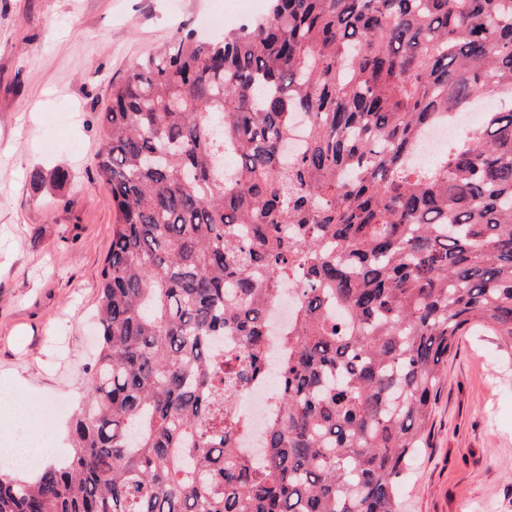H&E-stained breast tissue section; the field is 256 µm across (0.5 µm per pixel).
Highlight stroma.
<instances>
[{"instance_id":"1","label":"stroma","mask_w":512,"mask_h":512,"mask_svg":"<svg viewBox=\"0 0 512 512\" xmlns=\"http://www.w3.org/2000/svg\"><path fill=\"white\" fill-rule=\"evenodd\" d=\"M267 0H0V442L19 405L63 404L29 447L66 449L90 385L99 275L116 212L95 169L110 86L186 30L265 13ZM68 176L60 188L55 170ZM41 183H34V174ZM427 448L398 489L403 512H512V348L482 327L444 365Z\"/></svg>"}]
</instances>
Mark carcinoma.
Wrapping results in <instances>:
<instances>
[{"instance_id":"1","label":"carcinoma","mask_w":512,"mask_h":512,"mask_svg":"<svg viewBox=\"0 0 512 512\" xmlns=\"http://www.w3.org/2000/svg\"><path fill=\"white\" fill-rule=\"evenodd\" d=\"M488 93L507 108L468 146L411 163ZM111 97L92 385L66 456L0 472V512H402L458 336L512 346V0H270ZM287 284L300 333L252 459L235 395Z\"/></svg>"}]
</instances>
